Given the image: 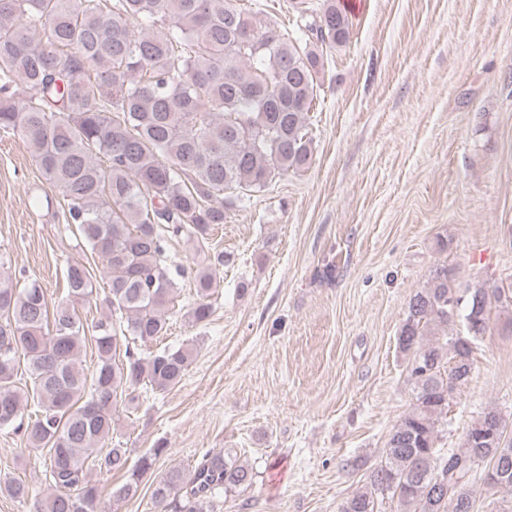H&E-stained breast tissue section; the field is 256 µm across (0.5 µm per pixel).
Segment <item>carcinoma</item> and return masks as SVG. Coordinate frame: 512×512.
Listing matches in <instances>:
<instances>
[{
    "label": "carcinoma",
    "mask_w": 512,
    "mask_h": 512,
    "mask_svg": "<svg viewBox=\"0 0 512 512\" xmlns=\"http://www.w3.org/2000/svg\"><path fill=\"white\" fill-rule=\"evenodd\" d=\"M290 7L292 33L243 0H0V130L25 140L67 201V224L102 260L109 310L91 327L79 316L97 292L82 262L68 263L66 298L51 307L37 282L13 283L0 255V429L47 450L34 512H98L94 469L126 477L113 500L139 495L152 455L132 465L130 449L105 443L119 406L178 386L193 360L188 346L143 351L167 334L178 297L169 241L205 253L239 195L310 165L323 50L346 44L351 21L338 0ZM213 285L209 267L197 268L196 322L211 315ZM495 303L512 306V291L460 288L443 265L410 296L397 342L415 403L339 512H380L387 497L398 512H475L477 482L512 492V435L495 407L458 447H437L448 389L468 382ZM493 429L502 441L481 439ZM255 478L249 464L209 451L153 482L151 499L162 512H224V496Z\"/></svg>",
    "instance_id": "1"
}]
</instances>
